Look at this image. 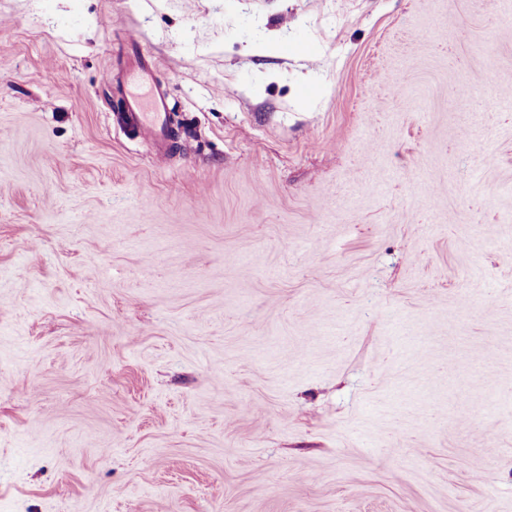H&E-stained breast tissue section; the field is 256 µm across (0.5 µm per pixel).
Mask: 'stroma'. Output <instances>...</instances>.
Listing matches in <instances>:
<instances>
[{"instance_id": "35a3bbf8", "label": "stroma", "mask_w": 512, "mask_h": 512, "mask_svg": "<svg viewBox=\"0 0 512 512\" xmlns=\"http://www.w3.org/2000/svg\"><path fill=\"white\" fill-rule=\"evenodd\" d=\"M508 88L512 0H0V512H512ZM125 43L135 60L126 63L117 74L118 89L127 100L130 99L126 112L122 113L123 123L142 140L164 146L167 139V107L163 95L158 93L154 96L146 109L141 101L130 93L131 89L150 79L149 57L142 53L140 35L136 30L126 31Z\"/></svg>"}]
</instances>
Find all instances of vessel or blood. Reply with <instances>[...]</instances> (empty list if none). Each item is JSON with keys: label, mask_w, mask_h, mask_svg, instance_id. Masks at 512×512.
I'll return each instance as SVG.
<instances>
[{"label": "vessel or blood", "mask_w": 512, "mask_h": 512, "mask_svg": "<svg viewBox=\"0 0 512 512\" xmlns=\"http://www.w3.org/2000/svg\"><path fill=\"white\" fill-rule=\"evenodd\" d=\"M125 43L127 49L132 51L134 59L121 67L117 74L118 88L122 95L129 98L122 120L141 139L157 145L165 144L167 107L163 96H154L150 104L145 105L130 94L131 89L147 82L151 76L150 60L141 50L142 43L138 32L127 30Z\"/></svg>", "instance_id": "1"}]
</instances>
